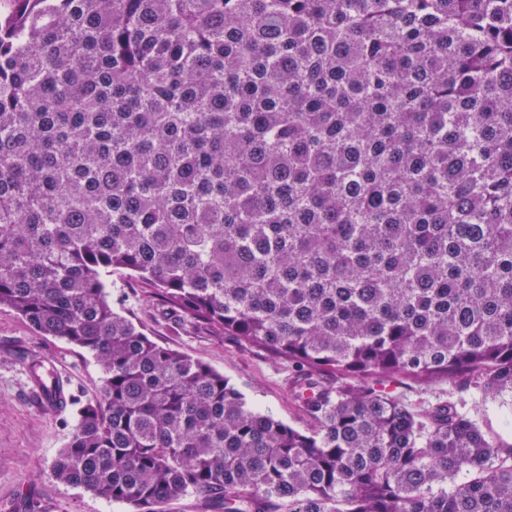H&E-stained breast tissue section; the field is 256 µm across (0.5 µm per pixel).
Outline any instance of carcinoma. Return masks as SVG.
Wrapping results in <instances>:
<instances>
[{
    "label": "carcinoma",
    "instance_id": "cac0c4a2",
    "mask_svg": "<svg viewBox=\"0 0 512 512\" xmlns=\"http://www.w3.org/2000/svg\"><path fill=\"white\" fill-rule=\"evenodd\" d=\"M10 2L0 306L104 373L51 476L127 512H512V446L386 385L512 396V0ZM113 274L288 364L314 424L152 340Z\"/></svg>",
    "mask_w": 512,
    "mask_h": 512
}]
</instances>
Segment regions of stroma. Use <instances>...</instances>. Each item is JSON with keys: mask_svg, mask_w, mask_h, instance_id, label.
Listing matches in <instances>:
<instances>
[{"mask_svg": "<svg viewBox=\"0 0 512 512\" xmlns=\"http://www.w3.org/2000/svg\"><path fill=\"white\" fill-rule=\"evenodd\" d=\"M115 311L143 325L159 344L207 364L224 375L250 406L302 430L309 421L291 394L293 373L266 351L239 347L223 334L185 325L163 315L146 285L115 278L110 290ZM56 371L79 400L96 399L103 373L90 354L52 337L37 335L7 307H0V512H125L83 489L55 481L51 464L76 423V408H47L35 393L29 357ZM391 391L413 410L448 401L471 416L487 436L512 446V405L476 387L460 391L448 381L420 383L401 378Z\"/></svg>", "mask_w": 512, "mask_h": 512, "instance_id": "35a3bbf8", "label": "stroma"}]
</instances>
